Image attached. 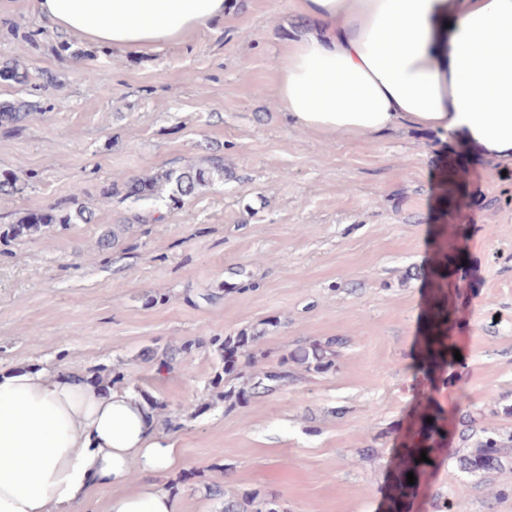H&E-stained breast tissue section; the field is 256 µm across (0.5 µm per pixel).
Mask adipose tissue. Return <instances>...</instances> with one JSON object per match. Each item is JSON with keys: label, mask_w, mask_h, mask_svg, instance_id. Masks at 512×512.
<instances>
[{"label": "adipose tissue", "mask_w": 512, "mask_h": 512, "mask_svg": "<svg viewBox=\"0 0 512 512\" xmlns=\"http://www.w3.org/2000/svg\"><path fill=\"white\" fill-rule=\"evenodd\" d=\"M51 29L138 56L222 22L226 0H36ZM276 61L295 127L365 139L398 127L512 167V0H295ZM181 452L136 393L67 368L0 371V512H175L158 476Z\"/></svg>", "instance_id": "obj_1"}]
</instances>
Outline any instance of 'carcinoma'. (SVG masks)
<instances>
[{
	"instance_id": "obj_1",
	"label": "carcinoma",
	"mask_w": 512,
	"mask_h": 512,
	"mask_svg": "<svg viewBox=\"0 0 512 512\" xmlns=\"http://www.w3.org/2000/svg\"><path fill=\"white\" fill-rule=\"evenodd\" d=\"M0 80L19 85L29 83V72L17 58L0 63ZM37 105L26 100L0 103V128L5 130L18 127L27 120ZM227 169L224 156L212 154L205 157L199 164H188L179 169H161L150 175H118L101 188L105 197L121 196L135 201H162L166 212L181 208L189 198L200 194L203 190L224 181ZM27 180L15 173H0V192L21 193ZM95 212L78 198L63 199L42 213H25L11 224H0V241L16 240L24 237L45 234L56 225L90 224ZM448 307L439 308L436 331L424 337L419 356L429 366L442 370V384L448 383V369L455 364L454 346L448 344ZM265 331L254 329L242 331L235 336H215L211 343L216 347L224 360V392L221 398L235 404H242L249 398L269 395L286 385L292 378L289 370L284 368L286 361L305 366L317 373H327L336 369V350L334 346L342 345L339 339L316 342L302 346L290 355L288 360L279 362V369L266 372L242 387L232 386L230 382L238 379L240 362L251 363L261 355L259 340ZM432 422H426V419ZM449 417L447 412L433 397L430 389L422 392L414 420L411 436L414 441L405 446L404 453L399 455L395 476L394 490L397 492L396 504L408 496L409 491L417 485L407 482V474L412 472L416 479H421L429 463L417 461V453L425 448L429 451H441L448 439ZM461 437L470 443L469 451L458 457L461 471L466 473H491L502 467V459L506 451L512 447V434L503 436L494 432L476 433L474 428L467 426L462 430ZM213 497L224 499V512H285L279 501L273 497L261 496L257 493L242 498L224 497V487L214 484L210 487Z\"/></svg>"
}]
</instances>
